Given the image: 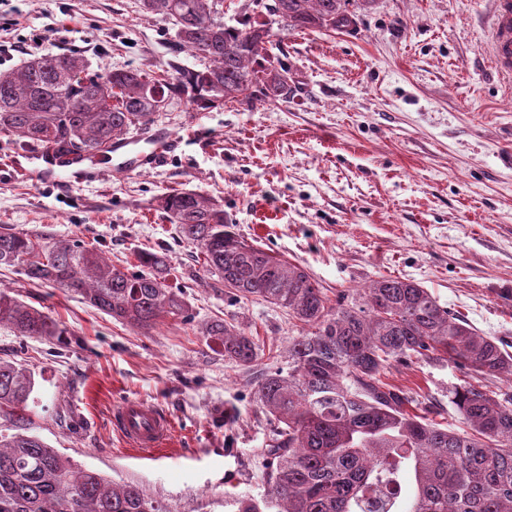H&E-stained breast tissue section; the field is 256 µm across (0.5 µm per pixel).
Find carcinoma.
Wrapping results in <instances>:
<instances>
[{"instance_id":"obj_1","label":"carcinoma","mask_w":512,"mask_h":512,"mask_svg":"<svg viewBox=\"0 0 512 512\" xmlns=\"http://www.w3.org/2000/svg\"><path fill=\"white\" fill-rule=\"evenodd\" d=\"M357 9L374 0H248L240 26L224 24L219 0H141L143 12L172 22L176 46L200 61L171 66L165 79L129 67L90 69L74 51L46 54L0 73V133L17 150L92 157L136 127L153 121L155 107L174 97L199 112L288 98V68L265 56L281 29L344 30ZM155 210L195 243L205 272L236 300L288 310L298 335L288 346V373L268 368L255 399L277 422L261 455L270 465L263 496H238L234 512H363L370 490L392 483L381 512H512V390L487 391L480 378L512 380V354L475 330L420 283L380 276L363 288L330 298L302 266L240 240L224 205L187 188L154 198ZM137 268L118 267L80 240L0 231V268L23 270L39 285L79 293L115 320L149 329L168 317L191 319L184 293L168 284L165 254L140 251ZM21 336H60L43 311L0 291V324ZM203 334L224 348V359L253 367L255 337L222 320ZM439 355L474 382L448 388L463 428H443L411 412L403 391L382 381L393 362ZM35 379L26 367L0 361V417L22 418ZM65 470L78 484L43 480ZM411 475L414 482L403 483ZM110 481L73 464L38 436L0 433V512H80L79 502ZM112 485V484H110ZM101 512H164L136 484L112 485Z\"/></svg>"}]
</instances>
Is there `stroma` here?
<instances>
[{"label": "stroma", "instance_id": "1", "mask_svg": "<svg viewBox=\"0 0 512 512\" xmlns=\"http://www.w3.org/2000/svg\"><path fill=\"white\" fill-rule=\"evenodd\" d=\"M141 0H0V71L74 49L91 69L198 67L168 21ZM494 0H374L352 29H292L269 44L293 92L284 100L191 112L173 99L152 130L176 139L158 167L60 187L16 174L28 163L0 138V225L83 241L113 264L163 251L190 320L145 330L80 295L0 269V289L44 311L57 336L0 326V360L30 369L25 422L65 457L165 512H234L264 492L274 428L249 377L201 328L215 319L256 336L260 367L292 335L288 315L232 299L204 275L195 245L151 205L183 186L220 201L244 240L302 265L329 294L378 276L421 283L441 305L512 351V79L494 68ZM468 376L432 357L392 363L383 380L430 419L457 427L448 389ZM143 398L171 415L167 450L138 458L113 431V403Z\"/></svg>", "mask_w": 512, "mask_h": 512}]
</instances>
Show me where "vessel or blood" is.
<instances>
[{"label":"vessel or blood","instance_id":"b4317fda","mask_svg":"<svg viewBox=\"0 0 512 512\" xmlns=\"http://www.w3.org/2000/svg\"><path fill=\"white\" fill-rule=\"evenodd\" d=\"M491 56L502 74L512 76V0H495L492 16ZM173 143L164 130L153 133L148 147H136L134 140L113 144L110 166L112 171L130 174L154 168L165 157ZM39 167L32 176L65 186L87 180L91 170L85 160H67L53 153L36 154ZM113 429L127 447L136 450H156L165 447L173 431V422L167 413L141 399H127L113 405L110 417Z\"/></svg>","mask_w":512,"mask_h":512}]
</instances>
